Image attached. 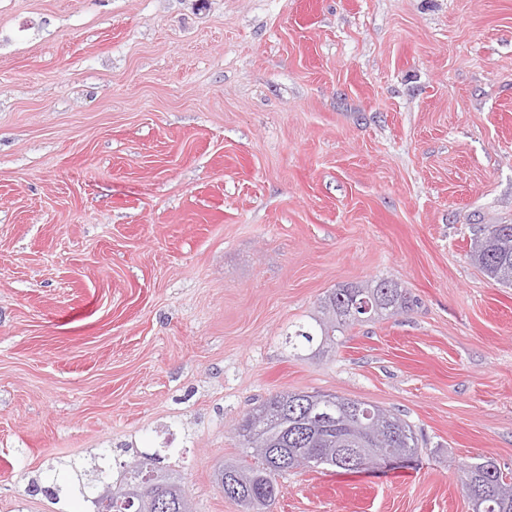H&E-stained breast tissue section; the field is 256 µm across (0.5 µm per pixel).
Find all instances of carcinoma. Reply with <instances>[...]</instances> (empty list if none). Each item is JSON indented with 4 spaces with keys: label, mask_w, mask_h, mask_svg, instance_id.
I'll use <instances>...</instances> for the list:
<instances>
[{
    "label": "carcinoma",
    "mask_w": 512,
    "mask_h": 512,
    "mask_svg": "<svg viewBox=\"0 0 512 512\" xmlns=\"http://www.w3.org/2000/svg\"><path fill=\"white\" fill-rule=\"evenodd\" d=\"M470 260L497 283L512 286V224H489L477 231ZM407 289L392 279H380L367 285H343L333 289L321 302V317L315 324L301 326L295 337L304 344L319 343V347L336 346L337 336L368 317H383L410 308ZM349 399L336 394L280 391L262 401L258 408L266 416L246 415L238 424L237 433L246 454L223 464L216 476L225 473L235 479L239 492L232 497L244 512H265L275 503L280 487L278 478L301 467H334L352 471L340 458L338 448L350 435V426L357 423L367 410L388 416L398 423L389 435L386 448L391 453L421 454L411 426L399 416L377 405L356 400L360 413L341 410ZM139 464L150 469L154 480L183 492L181 485L160 466L159 458L143 455ZM71 476L60 479L49 467L46 476L57 499L79 494L101 512L98 497L104 486L119 485L118 495H127L131 485L125 472L112 478L108 449L97 456V464L87 470L70 463ZM457 479L469 500L480 501L481 512H512V481H507L500 468L491 460L457 466Z\"/></svg>",
    "instance_id": "obj_1"
}]
</instances>
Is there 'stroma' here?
<instances>
[{
    "mask_svg": "<svg viewBox=\"0 0 512 512\" xmlns=\"http://www.w3.org/2000/svg\"><path fill=\"white\" fill-rule=\"evenodd\" d=\"M512 0H0V512L158 454L195 512L282 390L411 425L417 465L280 478L273 512H470L512 476ZM399 314L292 349L346 283ZM470 260L497 283L512 286V224H489L475 234ZM457 479L468 501L480 500L479 512H512V480L493 461L458 465Z\"/></svg>",
    "mask_w": 512,
    "mask_h": 512,
    "instance_id": "35a3bbf8",
    "label": "stroma"
}]
</instances>
